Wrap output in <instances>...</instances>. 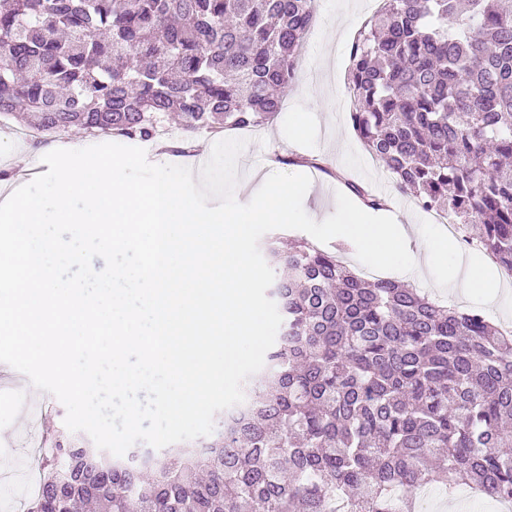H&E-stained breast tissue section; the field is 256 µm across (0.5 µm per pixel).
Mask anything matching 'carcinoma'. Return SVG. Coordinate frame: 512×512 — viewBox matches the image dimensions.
<instances>
[{
	"label": "carcinoma",
	"instance_id": "cac0c4a2",
	"mask_svg": "<svg viewBox=\"0 0 512 512\" xmlns=\"http://www.w3.org/2000/svg\"><path fill=\"white\" fill-rule=\"evenodd\" d=\"M315 0H0V114L44 134L260 129L297 80ZM350 121L396 189L512 270V0H380L351 45ZM373 209L389 199L317 156ZM267 290L281 333L205 446L42 451L29 512H415L468 485L512 503V335L368 280L298 239Z\"/></svg>",
	"mask_w": 512,
	"mask_h": 512
}]
</instances>
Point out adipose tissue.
<instances>
[{
  "label": "adipose tissue",
  "instance_id": "ef3b65f1",
  "mask_svg": "<svg viewBox=\"0 0 512 512\" xmlns=\"http://www.w3.org/2000/svg\"><path fill=\"white\" fill-rule=\"evenodd\" d=\"M341 214L335 230L359 243L365 266L405 277L421 273L424 266L435 265L448 270L449 282H462L478 296L493 300L505 290L482 255L462 252L443 234H431L425 251L420 253L412 248L409 232L397 218L372 214L358 200L348 197L341 200Z\"/></svg>",
  "mask_w": 512,
  "mask_h": 512
}]
</instances>
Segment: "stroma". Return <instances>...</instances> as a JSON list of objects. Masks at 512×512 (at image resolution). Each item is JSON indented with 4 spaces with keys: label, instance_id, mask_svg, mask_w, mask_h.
I'll list each match as a JSON object with an SVG mask.
<instances>
[{
    "label": "stroma",
    "instance_id": "obj_1",
    "mask_svg": "<svg viewBox=\"0 0 512 512\" xmlns=\"http://www.w3.org/2000/svg\"><path fill=\"white\" fill-rule=\"evenodd\" d=\"M371 0H317V17L303 50L301 70L297 82L283 98L282 110L272 123L249 137L248 151L238 158L240 177L266 176L272 173L269 164L272 155L285 157L296 154L319 155L328 158L333 166L349 172L366 183H381L384 195L393 199L392 212L399 214L402 223L419 228L428 225L427 213L420 210L408 197L397 194L388 173L376 164L364 145L354 134L349 112L352 102L346 93L349 50L358 29L370 17ZM340 22L342 30L336 38H329L324 30L326 20ZM307 127L305 136L293 133L297 122ZM98 139L74 131L59 133L50 145L24 147L15 154L10 141L0 132V172L11 171L18 165H32L40 161L49 148L77 149L97 144ZM417 288L431 298L463 309L476 305L493 320L512 323V293L497 302L469 294L462 286L434 287L430 278L422 277ZM14 394L21 403L6 417H0V450L11 448L20 438L18 419L25 412L27 402H35L40 409L51 412L49 424L39 425L38 435H57L67 441L69 430L64 425L66 410L53 395L33 387L26 376L7 364L0 363V399Z\"/></svg>",
    "mask_w": 512,
    "mask_h": 512
}]
</instances>
